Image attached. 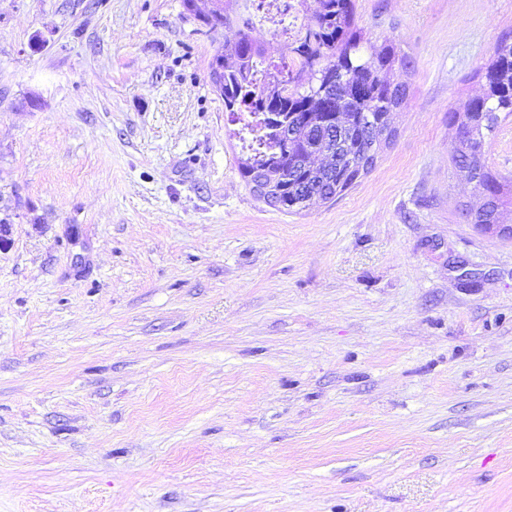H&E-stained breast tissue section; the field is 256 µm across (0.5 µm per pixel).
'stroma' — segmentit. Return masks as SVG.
<instances>
[{
	"label": "stroma",
	"mask_w": 512,
	"mask_h": 512,
	"mask_svg": "<svg viewBox=\"0 0 512 512\" xmlns=\"http://www.w3.org/2000/svg\"><path fill=\"white\" fill-rule=\"evenodd\" d=\"M395 136L285 213L181 0H0V512H512V240L450 113L512 0H355ZM512 178V117L485 147Z\"/></svg>",
	"instance_id": "1"
}]
</instances>
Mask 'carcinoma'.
Segmentation results:
<instances>
[{
  "label": "carcinoma",
  "mask_w": 512,
  "mask_h": 512,
  "mask_svg": "<svg viewBox=\"0 0 512 512\" xmlns=\"http://www.w3.org/2000/svg\"><path fill=\"white\" fill-rule=\"evenodd\" d=\"M312 25L285 46L277 58L265 53L253 34L250 19L237 16L236 41L225 43L220 94L224 109L241 121L243 152L238 161L242 178L250 180L257 167L269 166L279 175L281 202L288 212L302 210L317 200L328 202L352 187L374 162L364 156L388 143L393 131L382 135L380 118L397 109L406 86L385 74L395 64L407 67V57L394 44L381 51L363 52L362 36L354 27V0H317ZM489 87L483 96L463 103L464 139L454 157L488 207L475 223L496 224L500 208L512 203V183L499 179L483 161L485 133L512 116V43L504 38L487 67ZM294 137H280V124ZM323 146L335 150L340 171L304 166L309 151Z\"/></svg>",
  "instance_id": "cac0c4a2"
}]
</instances>
